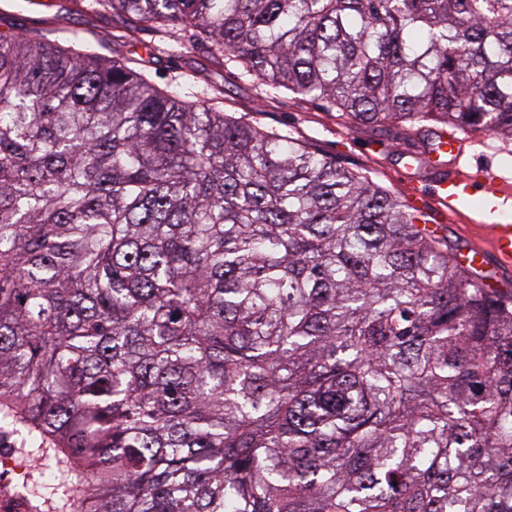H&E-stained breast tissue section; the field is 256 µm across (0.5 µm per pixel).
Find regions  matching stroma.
I'll return each mask as SVG.
<instances>
[{
  "mask_svg": "<svg viewBox=\"0 0 512 512\" xmlns=\"http://www.w3.org/2000/svg\"><path fill=\"white\" fill-rule=\"evenodd\" d=\"M91 3L52 0L50 8L33 13L26 0H0V31L11 28L36 39L48 25L59 24L92 45L111 40L115 31L111 15L94 14ZM119 51L159 87L215 98L227 114L308 142L345 168L366 173L378 185L401 195L406 192L405 143L376 130L347 128L323 102L302 101L285 90L266 93L242 69L211 61L205 42L194 40L192 34H183L181 44L170 46L156 32L144 29Z\"/></svg>",
  "mask_w": 512,
  "mask_h": 512,
  "instance_id": "35a3bbf8",
  "label": "stroma"
}]
</instances>
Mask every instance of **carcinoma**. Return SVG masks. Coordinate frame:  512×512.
<instances>
[{"label":"carcinoma","mask_w":512,"mask_h":512,"mask_svg":"<svg viewBox=\"0 0 512 512\" xmlns=\"http://www.w3.org/2000/svg\"><path fill=\"white\" fill-rule=\"evenodd\" d=\"M94 5L421 156L512 138V0ZM62 32L0 31V421L65 512H512V288L367 175ZM38 462L34 464L31 469L27 472L30 474L33 481L47 489L43 491L47 494L46 496L50 498L49 502L42 506V512H53L48 511L49 507H55L59 503H61V499L66 497L67 494H72V491L65 489L63 487H59V481L57 479V472L54 461L48 459H35ZM51 501V503H50Z\"/></svg>","instance_id":"obj_1"}]
</instances>
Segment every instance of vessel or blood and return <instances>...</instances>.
I'll list each match as a JSON object with an SVG mask.
<instances>
[{"mask_svg":"<svg viewBox=\"0 0 512 512\" xmlns=\"http://www.w3.org/2000/svg\"><path fill=\"white\" fill-rule=\"evenodd\" d=\"M482 146L480 140L466 142L453 132L443 136L442 150L449 160L425 168V187L416 192L415 200L441 223L448 214L463 213L468 199L482 192L485 202L465 238L467 252L461 265L468 273L486 277L492 286L505 288L512 284V174L488 169L465 175L473 151Z\"/></svg>","mask_w":512,"mask_h":512,"instance_id":"obj_1","label":"vessel or blood"}]
</instances>
